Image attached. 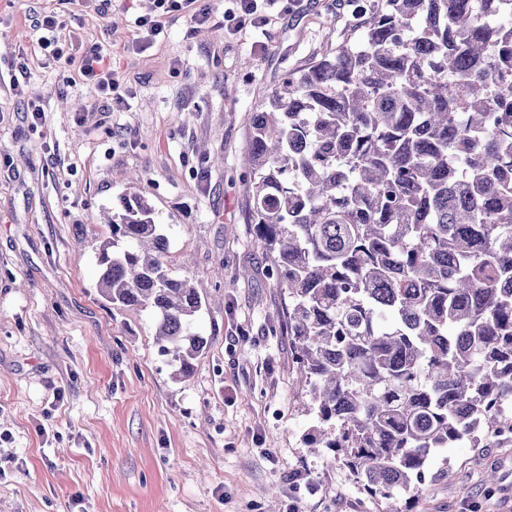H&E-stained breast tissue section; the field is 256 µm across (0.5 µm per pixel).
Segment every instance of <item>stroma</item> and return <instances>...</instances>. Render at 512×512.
Returning a JSON list of instances; mask_svg holds the SVG:
<instances>
[{
    "instance_id": "35a3bbf8",
    "label": "stroma",
    "mask_w": 512,
    "mask_h": 512,
    "mask_svg": "<svg viewBox=\"0 0 512 512\" xmlns=\"http://www.w3.org/2000/svg\"><path fill=\"white\" fill-rule=\"evenodd\" d=\"M57 3L0 0V512H385L306 444L311 395L248 222L245 118L346 38L347 0L288 13L258 0L268 24L240 32L192 35L177 18L142 52L128 44L154 0H76L61 35L72 54L111 56L124 98L111 112L36 49L31 18ZM134 197L204 300L209 345L185 381L151 314L98 290L97 247ZM470 505L512 512V443L444 449L409 508Z\"/></svg>"
}]
</instances>
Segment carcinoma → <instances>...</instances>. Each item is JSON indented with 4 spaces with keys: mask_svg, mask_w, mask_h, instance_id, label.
Instances as JSON below:
<instances>
[{
    "mask_svg": "<svg viewBox=\"0 0 512 512\" xmlns=\"http://www.w3.org/2000/svg\"><path fill=\"white\" fill-rule=\"evenodd\" d=\"M369 19L251 112L248 221L326 448L402 512L435 454L512 431V0H353ZM102 297L150 311L188 378L203 302L145 202ZM485 422L487 434L477 435Z\"/></svg>",
    "mask_w": 512,
    "mask_h": 512,
    "instance_id": "cac0c4a2",
    "label": "carcinoma"
}]
</instances>
